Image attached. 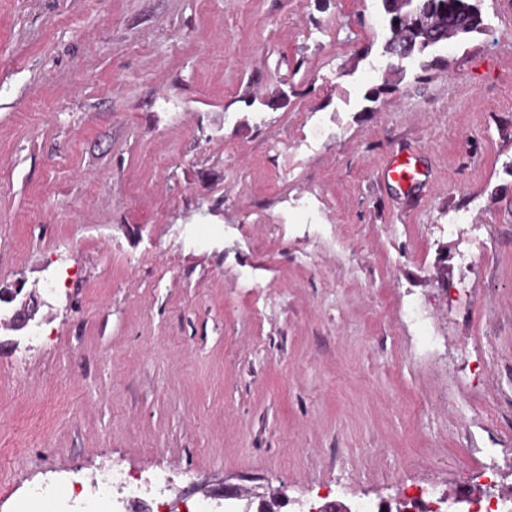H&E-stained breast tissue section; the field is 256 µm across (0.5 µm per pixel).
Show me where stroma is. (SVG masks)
<instances>
[{"label": "stroma", "instance_id": "stroma-1", "mask_svg": "<svg viewBox=\"0 0 512 512\" xmlns=\"http://www.w3.org/2000/svg\"><path fill=\"white\" fill-rule=\"evenodd\" d=\"M473 3L397 72L381 0H0V512L110 467L164 512L512 489V0ZM410 159L407 156L397 157L391 162L386 173L387 178L401 186H407V189H410L416 183L418 176V172Z\"/></svg>", "mask_w": 512, "mask_h": 512}]
</instances>
